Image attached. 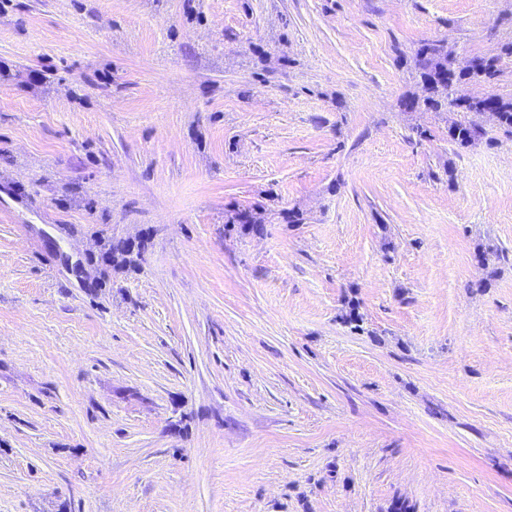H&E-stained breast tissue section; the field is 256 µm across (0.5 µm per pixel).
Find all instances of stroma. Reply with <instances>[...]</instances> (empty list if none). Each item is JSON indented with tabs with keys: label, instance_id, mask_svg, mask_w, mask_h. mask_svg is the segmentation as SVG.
Masks as SVG:
<instances>
[{
	"label": "stroma",
	"instance_id": "obj_1",
	"mask_svg": "<svg viewBox=\"0 0 512 512\" xmlns=\"http://www.w3.org/2000/svg\"><path fill=\"white\" fill-rule=\"evenodd\" d=\"M427 41L512 99V0H0V512H512V136ZM422 84V96L412 95L406 106L410 110H431L439 112H480L486 106L495 111V119L505 133L512 135V100L505 101L496 96L473 100L459 93V86L470 81H491L498 72V58H479L480 66L452 74L448 50L440 42H425L417 52ZM449 73V74H448Z\"/></svg>",
	"mask_w": 512,
	"mask_h": 512
}]
</instances>
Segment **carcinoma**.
<instances>
[{"instance_id": "1", "label": "carcinoma", "mask_w": 512, "mask_h": 512, "mask_svg": "<svg viewBox=\"0 0 512 512\" xmlns=\"http://www.w3.org/2000/svg\"><path fill=\"white\" fill-rule=\"evenodd\" d=\"M420 67L422 94H415L406 101L411 110H431L438 112L449 109L453 112H479L489 106L495 111V119L505 133L512 135V100L505 101L496 96L474 100L459 93V86L466 81H491L498 72V59H482L480 66L451 73L452 66L448 50L440 42H425L417 52ZM450 141L460 147L472 143L477 133L463 122H458L449 130Z\"/></svg>"}]
</instances>
